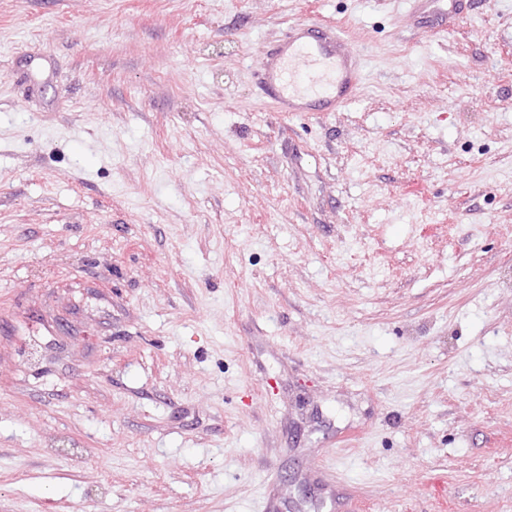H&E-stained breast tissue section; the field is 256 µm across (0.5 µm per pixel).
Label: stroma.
Masks as SVG:
<instances>
[{"mask_svg": "<svg viewBox=\"0 0 512 512\" xmlns=\"http://www.w3.org/2000/svg\"><path fill=\"white\" fill-rule=\"evenodd\" d=\"M272 500L512 512V0H0V512ZM314 35L306 26L291 29L288 42L271 49L276 57L263 74L264 91L280 112H310V104L298 99L315 96L322 111L333 112L343 106L355 92L358 73L352 60L339 53L341 32L324 23H311ZM310 38L308 41L303 38ZM280 60L279 68L275 67Z\"/></svg>", "mask_w": 512, "mask_h": 512, "instance_id": "1", "label": "stroma"}]
</instances>
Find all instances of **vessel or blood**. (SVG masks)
<instances>
[{
  "mask_svg": "<svg viewBox=\"0 0 512 512\" xmlns=\"http://www.w3.org/2000/svg\"><path fill=\"white\" fill-rule=\"evenodd\" d=\"M340 30L321 23L316 31L292 28L285 44L271 49L276 65L266 66L264 91L278 111H310L307 97H316L321 110L333 112L355 92L358 73L350 58L339 52Z\"/></svg>",
  "mask_w": 512,
  "mask_h": 512,
  "instance_id": "vessel-or-blood-1",
  "label": "vessel or blood"
}]
</instances>
